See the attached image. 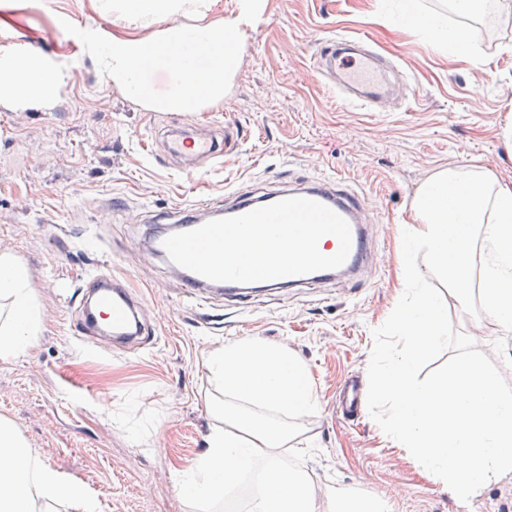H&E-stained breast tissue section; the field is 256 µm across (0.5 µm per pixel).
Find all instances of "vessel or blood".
<instances>
[{
  "label": "vessel or blood",
  "instance_id": "vessel-or-blood-1",
  "mask_svg": "<svg viewBox=\"0 0 512 512\" xmlns=\"http://www.w3.org/2000/svg\"><path fill=\"white\" fill-rule=\"evenodd\" d=\"M317 66L331 75L346 103L368 108L387 92L389 70L385 58L364 40L341 35L325 39L318 51ZM237 142L232 129H225L219 137L198 123H185L167 130L158 160L167 164L180 159L217 167ZM286 197H302L322 203L349 223L351 248L341 267L342 272L356 273L370 262L372 249L364 226L357 221V214L363 208L361 199L338 180H300L277 192L228 190L224 193L223 204L194 203L174 212L168 221L192 230L207 221L238 216ZM182 276L187 292L194 298L195 310L204 322L209 319L208 293H226L244 299L253 290L249 284L216 282L187 269L183 270ZM81 294L78 318L73 324L75 335L86 336L92 329L105 326L112 331L113 343L123 347L143 345L151 340L153 330L142 320L143 300L134 296L123 281L102 271L94 272L84 278ZM366 408L359 380L345 378L333 403L334 414L343 421L357 422L364 418Z\"/></svg>",
  "mask_w": 512,
  "mask_h": 512
}]
</instances>
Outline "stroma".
Segmentation results:
<instances>
[{"label": "stroma", "instance_id": "1", "mask_svg": "<svg viewBox=\"0 0 512 512\" xmlns=\"http://www.w3.org/2000/svg\"><path fill=\"white\" fill-rule=\"evenodd\" d=\"M411 5L460 22L444 0H264L223 97L186 113L148 103L167 90V72L135 99L84 50L87 38L139 34L105 0H0V64L23 50L69 74L48 99L0 97V250L23 264L43 310L28 353L0 359V418L97 512H225L224 497L193 503L173 480L194 469L223 424L206 358L242 340L283 348L306 368L318 407L282 422L292 432L289 457L314 485L384 499L392 512H512V475L457 503L372 418L343 424L330 408L345 377L366 374L372 331L404 289L397 227L413 223L419 188L459 164L512 186V8L492 24L468 23L469 55L433 49L410 24ZM336 35L374 39L408 64L376 110L344 103L316 72L320 42ZM186 120L239 128L222 167L157 164V125ZM299 178H339L364 197L373 265L280 289L252 313L216 302L213 326L200 323L182 279L145 250L154 216L220 200L228 188ZM114 197L119 209L105 210ZM96 270L143 295L155 344L130 353L101 336L73 335L75 292Z\"/></svg>", "mask_w": 512, "mask_h": 512}]
</instances>
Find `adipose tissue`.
I'll return each mask as SVG.
<instances>
[{"mask_svg":"<svg viewBox=\"0 0 512 512\" xmlns=\"http://www.w3.org/2000/svg\"><path fill=\"white\" fill-rule=\"evenodd\" d=\"M205 0H110L113 14L141 29L136 38L116 39L108 46H87L100 71L133 97L144 96L149 76L171 68L174 55L187 61L169 90L152 98L161 112H197L223 96L224 84L236 72L243 29L260 13L258 0H241L235 17L218 26H196L194 43H187L181 19L204 17ZM169 25L155 30L159 17ZM0 90L29 101L45 97L58 83L60 71L43 60L7 65ZM414 221L399 227L400 235L430 256L435 272L448 279L461 309L476 314L471 337L491 324L512 332V187L474 165L435 173L418 191ZM0 358L26 354L42 326V311L24 267L14 255L0 251ZM206 367L224 391L215 410L224 426L209 439L195 469L176 481L185 497L207 501L237 483L252 467L260 469V486L249 512H388L385 502L329 487L320 489L304 479L279 455L288 442L287 430L267 418L270 410L295 416L317 405L305 367L281 348L241 341L210 354ZM0 450L8 451L0 467V512H43L60 505L67 512H96L94 501L65 484L58 473L40 466L17 427L0 419Z\"/></svg>","mask_w":512,"mask_h":512,"instance_id":"ef3b65f1","label":"adipose tissue"}]
</instances>
